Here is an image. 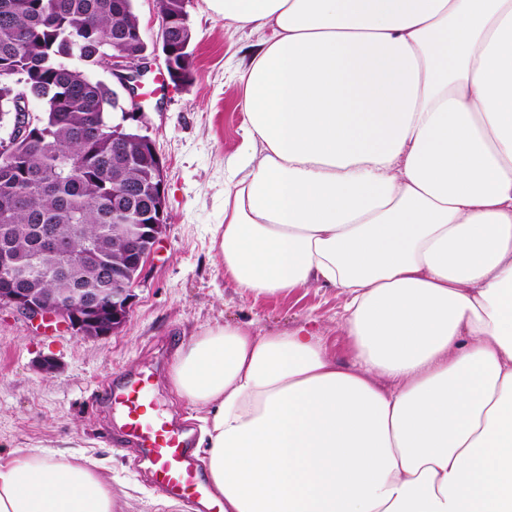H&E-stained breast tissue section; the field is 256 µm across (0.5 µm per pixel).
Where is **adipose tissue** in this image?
<instances>
[{"label": "adipose tissue", "mask_w": 512, "mask_h": 512, "mask_svg": "<svg viewBox=\"0 0 512 512\" xmlns=\"http://www.w3.org/2000/svg\"><path fill=\"white\" fill-rule=\"evenodd\" d=\"M259 33L213 246L308 325L178 345L223 512H512V0H210ZM97 461L18 452L0 512H118Z\"/></svg>", "instance_id": "adipose-tissue-1"}]
</instances>
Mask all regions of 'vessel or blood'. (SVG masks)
<instances>
[{
	"label": "vessel or blood",
	"mask_w": 512,
	"mask_h": 512,
	"mask_svg": "<svg viewBox=\"0 0 512 512\" xmlns=\"http://www.w3.org/2000/svg\"><path fill=\"white\" fill-rule=\"evenodd\" d=\"M109 400L120 406L123 431L149 460L154 482L176 499L195 503L206 499L210 488L191 461L186 439L153 407L148 377H136L110 390Z\"/></svg>",
	"instance_id": "obj_1"
}]
</instances>
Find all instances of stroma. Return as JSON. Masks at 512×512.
Segmentation results:
<instances>
[{
    "mask_svg": "<svg viewBox=\"0 0 512 512\" xmlns=\"http://www.w3.org/2000/svg\"><path fill=\"white\" fill-rule=\"evenodd\" d=\"M147 55L164 68L161 18L155 0H134ZM193 34V75L158 87L143 103L139 131L151 137L166 169V231L133 287L126 324L111 336L87 339L68 330L35 328L11 307H0V461L17 450L79 452L99 460L112 478L121 512H188L156 503L148 462L119 439L122 413L104 398L106 385L133 374L151 378L150 397L165 417L197 431L195 410L171 388L169 370L180 342L224 323L258 333L284 332L313 320L340 363L351 361L342 328L339 289L312 286L256 299L224 277L212 247L224 221V167L242 145L244 68L257 37L225 26L207 0H187ZM54 373H44L42 359Z\"/></svg>",
    "mask_w": 512,
    "mask_h": 512,
    "instance_id": "stroma-1",
    "label": "stroma"
}]
</instances>
